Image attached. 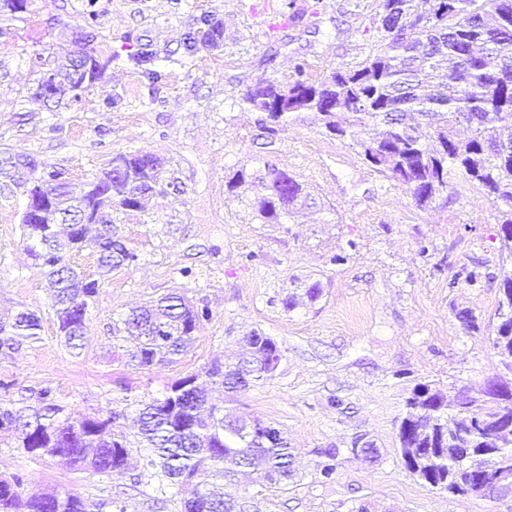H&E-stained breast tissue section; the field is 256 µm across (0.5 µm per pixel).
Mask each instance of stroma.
I'll return each mask as SVG.
<instances>
[{
    "label": "stroma",
    "instance_id": "35a3bbf8",
    "mask_svg": "<svg viewBox=\"0 0 512 512\" xmlns=\"http://www.w3.org/2000/svg\"><path fill=\"white\" fill-rule=\"evenodd\" d=\"M88 0H29L26 12L0 14V152L28 154L65 169L84 191L113 155L143 150L161 158L174 188L143 209L113 214L137 259L112 270L86 249L68 263L99 287L89 308L85 347H65L40 267L27 252L23 187L0 180V315L32 311L35 340L0 348V403L35 404L49 389L72 418H114L138 447L142 404L176 380L241 354L250 330L274 338L283 357L267 379L208 398L236 415L272 422L294 450L295 480L275 487L249 479L226 487L235 512H512V489L458 500L432 491L401 459L396 419L412 389L439 386L449 396L479 395L488 382L512 385L492 347L498 286L497 210L482 189L455 177L447 198L418 207L404 187L374 171L358 153L373 124L342 139L311 122L268 130L245 111L244 90L265 78L287 80L297 64L322 76L356 65L379 34L380 0H98L92 47L107 66L79 101L31 103L72 32L85 26ZM216 15L223 44L186 58L194 16ZM146 48L167 74L152 90L127 55ZM304 184L311 208L285 224L252 221L226 181L265 162ZM256 261H248V254ZM344 262H336V255ZM482 265L480 286L453 285L465 266ZM320 281L317 302L285 310L288 293ZM169 292L208 303L212 315L191 350L156 368L129 364L114 347L112 325L129 309ZM467 309L479 329L464 333ZM371 444L355 451L356 440ZM336 451L325 480L317 465ZM20 474L30 493L72 489L123 512H177L151 472L100 475L65 460L18 449L0 432V474Z\"/></svg>",
    "mask_w": 512,
    "mask_h": 512
}]
</instances>
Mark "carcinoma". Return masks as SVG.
<instances>
[{
	"label": "carcinoma",
	"instance_id": "cac0c4a2",
	"mask_svg": "<svg viewBox=\"0 0 512 512\" xmlns=\"http://www.w3.org/2000/svg\"><path fill=\"white\" fill-rule=\"evenodd\" d=\"M380 7L379 40L359 65L322 78L300 66L285 84L268 79L248 88L243 104L264 114L272 129L310 120L344 138L358 124L380 126L378 137L358 143L367 165L405 186L420 207L447 193L453 175L480 185L493 204L503 206L500 257L512 262V0H381ZM426 25L434 32L428 41L419 36ZM221 37V22L204 12L193 18L184 47L190 55L217 49ZM129 62L155 89L166 80L150 50L130 55ZM69 67L67 62L52 70L56 81L38 84L34 100L41 95L59 99L68 92L76 98L78 89L91 87L104 70L102 64L93 65L79 84ZM125 160L123 176L109 168L80 195L69 190L68 181H56L64 171L41 164L38 180L54 183L51 223L22 225L23 238L39 244L29 251L49 277L59 331L74 351L84 348L86 315L98 284L67 265L65 255L91 248L100 265L123 264L112 254L116 237L109 212L129 210L131 190L140 193V209L144 198L163 186L164 166L154 155L129 152ZM227 187L260 224L282 223L309 198L302 184L278 168L267 167L259 175L241 168ZM95 216L107 223L97 239L86 241L74 221ZM495 316L492 347L504 370L512 372V273L500 283ZM209 317L207 305L170 293L132 310L114 334L128 343L131 361L161 367L175 361ZM39 329L40 319L32 312L0 320V348L18 347ZM245 341L247 357L178 379L140 411L139 434L150 449L140 462L155 470L161 488L173 490L180 512H233V504L224 499V480L236 476L243 461L261 467L260 478L269 485L293 477L287 440L264 439L271 423L254 418L245 436L228 423L223 407L207 401V386L245 390L281 361L280 348L266 334L253 331ZM38 401L32 414L25 407L0 404V430L15 431L18 447L97 474L120 473L133 465L124 436L105 437L111 419L73 420L47 389L38 393ZM505 423H512V396L491 393L465 408L451 404L441 389L420 383L406 399L398 423L400 447L417 454L404 461L405 468L426 485L435 483L440 491L464 497L472 480L469 455L488 448L512 471V430L492 434ZM105 507L72 490L29 494L22 476L0 475V512H104Z\"/></svg>",
	"mask_w": 512,
	"mask_h": 512
}]
</instances>
